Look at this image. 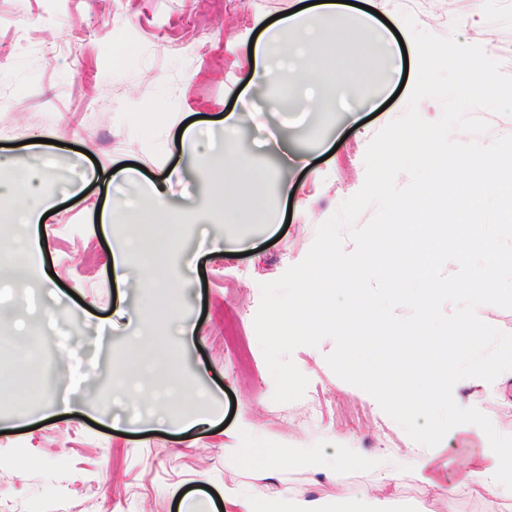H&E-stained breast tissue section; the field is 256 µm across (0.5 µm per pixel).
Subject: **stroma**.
I'll return each instance as SVG.
<instances>
[{
  "mask_svg": "<svg viewBox=\"0 0 512 512\" xmlns=\"http://www.w3.org/2000/svg\"><path fill=\"white\" fill-rule=\"evenodd\" d=\"M397 23L411 13L420 28L486 45L512 75V0H359ZM301 0H0V153L51 169L57 208L38 235L19 289L0 244V512H177L186 492L224 486L291 498L359 500L374 473L356 466L331 475L281 464L261 467L259 449L315 448L382 455L398 472L389 498L408 512H512V500L475 496L460 459L483 445H512V377L475 431L451 429L437 463L454 493L422 484L415 443L377 401L330 369L331 339L301 346L292 359L308 378L303 398L273 400L274 380L254 327L260 286L300 263L320 224L364 184L366 149L405 110L415 71L381 86L358 87L346 112H303L280 97L278 82L249 83L250 45L271 17ZM248 113L239 149L265 183L251 202L256 224L209 215L205 185L222 118ZM190 126L193 163L181 159L177 133ZM301 143L305 159L281 169L278 135ZM129 164L108 187L98 172ZM173 205L196 211L190 224L137 228L127 251L133 270L159 274L154 290L117 288L112 247L122 228L102 223L113 196H144L162 170ZM296 196L284 199L281 181ZM243 254L227 256L225 238ZM39 328L36 351L20 337ZM66 381L49 384L58 360ZM147 367L164 391L168 425L155 421L136 387L120 390L112 366ZM246 449L225 457L227 441Z\"/></svg>",
  "mask_w": 512,
  "mask_h": 512,
  "instance_id": "35a3bbf8",
  "label": "stroma"
}]
</instances>
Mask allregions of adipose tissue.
Wrapping results in <instances>:
<instances>
[{
	"mask_svg": "<svg viewBox=\"0 0 512 512\" xmlns=\"http://www.w3.org/2000/svg\"><path fill=\"white\" fill-rule=\"evenodd\" d=\"M272 44L253 50L251 81L261 85L277 78L292 91L296 99L315 101L323 112L335 111L350 95L357 83L372 79L369 70L357 68L345 72H331L322 92H315L312 85L301 82L299 76L315 63V51L320 47H340L351 59H360L368 44L378 42L388 57H396L400 50L391 41L388 32L377 25L370 15H362L357 24H350L349 15L328 0L322 11L309 13L298 11L287 19L276 22L271 34ZM9 172V181L0 180V193L13 199V216L22 224L40 223L44 214L53 206L50 194L42 191V184L49 178V171L33 172L26 169L19 158L0 154V172ZM167 178L161 177L148 183L150 203L148 207H135L116 199L113 211L131 215L136 224H180L182 214L172 207ZM336 465H356L375 472L376 483L365 493L361 505L355 506L337 499L329 506L314 499H291L280 494L260 495L241 488L227 487L221 502L224 512H394L386 493V486L397 477L388 461L379 455L352 457L336 456ZM465 477L477 486L483 495L493 498H512V448L489 446L470 460Z\"/></svg>",
	"mask_w": 512,
	"mask_h": 512,
	"instance_id": "obj_1",
	"label": "adipose tissue"
}]
</instances>
